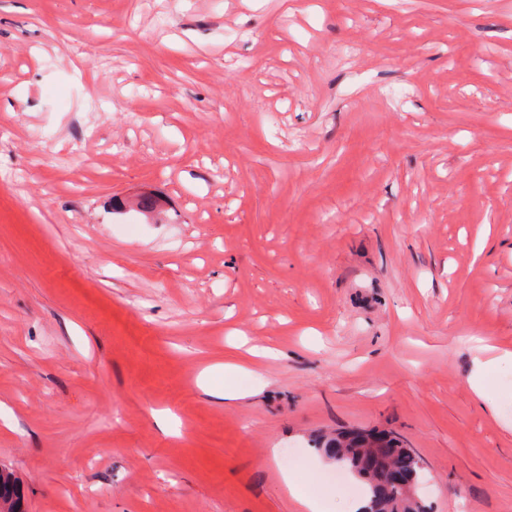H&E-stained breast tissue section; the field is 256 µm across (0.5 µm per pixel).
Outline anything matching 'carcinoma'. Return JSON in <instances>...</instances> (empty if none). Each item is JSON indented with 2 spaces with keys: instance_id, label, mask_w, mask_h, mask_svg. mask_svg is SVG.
Listing matches in <instances>:
<instances>
[{
  "instance_id": "obj_1",
  "label": "carcinoma",
  "mask_w": 512,
  "mask_h": 512,
  "mask_svg": "<svg viewBox=\"0 0 512 512\" xmlns=\"http://www.w3.org/2000/svg\"><path fill=\"white\" fill-rule=\"evenodd\" d=\"M386 448V456L404 472L409 488L386 490V472L379 469L371 472L366 465L365 457L371 453L368 444L353 442L343 435L327 436L318 442V449L332 457L339 468L353 473L365 484L369 500L364 512H424L423 505L415 497L424 470L421 459L398 439L389 441ZM2 501L10 508L7 511L0 509V512H26L24 488L19 477L9 468L0 470Z\"/></svg>"
}]
</instances>
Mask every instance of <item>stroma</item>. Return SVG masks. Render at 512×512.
I'll return each instance as SVG.
<instances>
[{
    "label": "stroma",
    "mask_w": 512,
    "mask_h": 512,
    "mask_svg": "<svg viewBox=\"0 0 512 512\" xmlns=\"http://www.w3.org/2000/svg\"><path fill=\"white\" fill-rule=\"evenodd\" d=\"M357 45L350 58L339 51ZM272 348L250 363L239 346ZM512 0H0V465L28 512H512ZM241 398L224 401L223 373ZM512 365V352L505 351L503 353H489L484 355L483 358H476L475 360V373L471 377V388L474 393L480 397H485L484 378L488 371L497 368L501 364ZM316 445L320 451L332 457L339 468L353 473L365 484L369 500L364 512H425L423 505L415 497L416 487L423 476L424 467L420 464L422 461L411 448H406L397 438L390 440L382 448H374V455L370 459L384 458L386 465L387 461L382 453L388 448L386 457H392L391 462L398 464L404 472L405 480L410 483L409 488H392L390 491L383 487L387 481V474H390V481L395 485L401 484L404 478L400 472L387 466V474L379 469L368 472L372 469L366 465L367 460L363 458L372 450L367 443L353 442L346 436L336 435L324 437Z\"/></svg>",
    "instance_id": "stroma-1"
}]
</instances>
